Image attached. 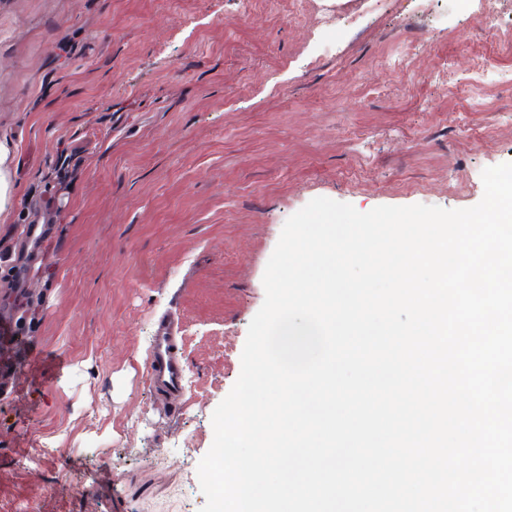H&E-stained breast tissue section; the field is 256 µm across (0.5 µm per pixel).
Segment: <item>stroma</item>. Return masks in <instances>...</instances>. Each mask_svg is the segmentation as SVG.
Listing matches in <instances>:
<instances>
[{
    "instance_id": "stroma-1",
    "label": "stroma",
    "mask_w": 512,
    "mask_h": 512,
    "mask_svg": "<svg viewBox=\"0 0 512 512\" xmlns=\"http://www.w3.org/2000/svg\"><path fill=\"white\" fill-rule=\"evenodd\" d=\"M0 0V512H201L285 221L476 205L512 162V0ZM179 323V402L146 375ZM12 157V143L0 140V219L8 215L17 188L12 173ZM31 302H20L13 299L9 301L8 297L2 299L0 297V318L3 320L8 318L15 321V324H23L27 321L28 316L31 314ZM6 314V316H4Z\"/></svg>"
}]
</instances>
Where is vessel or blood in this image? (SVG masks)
Here are the masks:
<instances>
[{
    "mask_svg": "<svg viewBox=\"0 0 512 512\" xmlns=\"http://www.w3.org/2000/svg\"><path fill=\"white\" fill-rule=\"evenodd\" d=\"M148 375L161 393L176 398L185 390V366L181 341L175 336L173 321L161 322L151 344Z\"/></svg>",
    "mask_w": 512,
    "mask_h": 512,
    "instance_id": "1",
    "label": "vessel or blood"
}]
</instances>
